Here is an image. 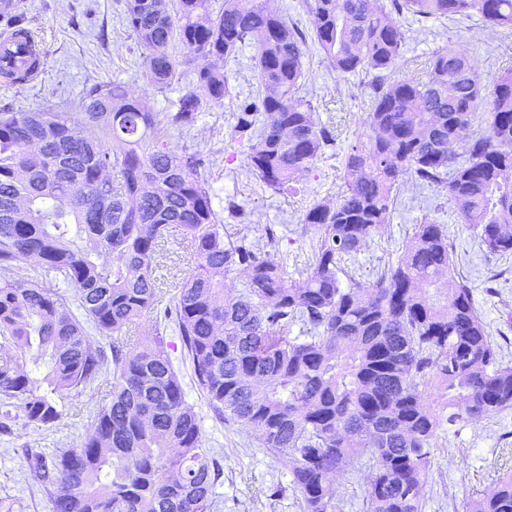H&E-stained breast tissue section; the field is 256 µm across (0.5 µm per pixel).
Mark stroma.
<instances>
[{"label":"stroma","instance_id":"obj_1","mask_svg":"<svg viewBox=\"0 0 512 512\" xmlns=\"http://www.w3.org/2000/svg\"><path fill=\"white\" fill-rule=\"evenodd\" d=\"M126 0H26L19 18L39 42L45 73L23 85L0 83V113L34 109L75 112L95 84L121 81L135 94L150 98L154 111L165 112L196 84L193 71L165 91L147 84L141 69L142 49L124 21ZM405 58L425 59L440 46L455 43L468 50L483 85L512 69V33L502 34L484 26L477 15L428 21H406ZM302 95L311 99L321 122L333 124L337 140L319 157L286 194L262 189L246 174L241 162L224 161V134L230 124L232 103L205 106L193 129L174 132V142L209 153L211 162L202 171L218 199L231 196L255 211L257 224L245 226L224 218V234H256L258 225L272 224L284 237L279 256L294 279L304 277L313 260L315 231L300 223L306 208L320 200H336L343 186V154L360 130L368 110L358 77L341 76L323 62L316 47L304 57ZM447 225L453 244L457 275L473 291L474 305L506 359L512 360V256L487 255L478 237L457 223L444 192L405 179L395 192L388 224L375 233L356 256L342 265L360 282L372 279L378 267L396 258L422 218ZM174 367L185 379L189 402L194 406L205 443L224 468L216 488L221 512H302L300 499L290 484L288 463L273 455L244 429L217 421L206 400L189 377L179 342L170 350ZM70 412L63 424L34 428L23 421L0 430V496L20 498L24 512H51L48 497L30 479L24 451L72 448L79 444L100 405L99 396L86 392L70 396ZM512 471V408L490 418L469 423L454 434L440 433L434 464L426 488L425 512H462L469 497L490 489L499 475ZM277 484L281 494L268 500L266 490Z\"/></svg>","mask_w":512,"mask_h":512}]
</instances>
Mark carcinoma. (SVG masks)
<instances>
[{"mask_svg": "<svg viewBox=\"0 0 512 512\" xmlns=\"http://www.w3.org/2000/svg\"><path fill=\"white\" fill-rule=\"evenodd\" d=\"M305 7L327 66L370 77V103L366 132L344 156V191L302 214L319 237L300 281L272 253V225L262 241L224 238L201 176L206 155L172 142L231 96L217 62L245 46L258 94L236 104L226 160L243 156L265 189L283 193L336 141L299 96L306 34L268 0H224L217 14L210 0H178L173 11L166 0H126L149 84L161 92L194 68L195 88L171 112L112 81L93 85L77 113H0V428L18 418L55 426L73 393L99 390L105 401L75 447L25 453L52 512H219L223 470L186 400L169 332L215 418L287 459L305 512H336V479L359 465L365 512H423L439 433L512 406V364L455 274L445 225L424 219L366 284L339 277L341 261L389 223L406 176L444 190L487 253H512V71L483 87L453 44L419 62L421 76L398 69L400 17L476 14L509 31L512 0ZM225 210L252 222L231 198ZM175 235L194 265L164 289L156 269ZM24 263L40 277L19 275ZM165 299L153 333L140 336ZM464 512H512V473Z\"/></svg>", "mask_w": 512, "mask_h": 512, "instance_id": "obj_1", "label": "carcinoma"}]
</instances>
